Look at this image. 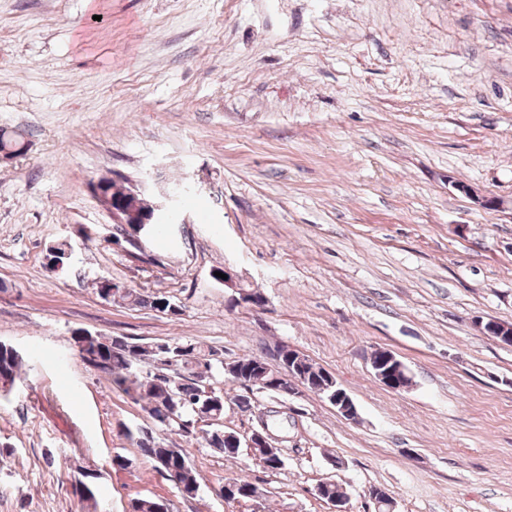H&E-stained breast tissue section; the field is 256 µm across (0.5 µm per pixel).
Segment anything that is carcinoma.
Instances as JSON below:
<instances>
[{"mask_svg": "<svg viewBox=\"0 0 512 512\" xmlns=\"http://www.w3.org/2000/svg\"><path fill=\"white\" fill-rule=\"evenodd\" d=\"M109 295L111 301L130 307L149 306L154 309L160 303L161 312L169 316L179 315V306L163 295L136 288H118L109 292ZM161 348L166 349L169 357L176 359L177 370L171 379L138 371L139 363L147 357H157L156 350ZM94 361L113 385L141 405L155 426L184 436L194 434L195 430L191 426L203 418L217 422L224 418V393L217 387L210 393L206 391L204 383L207 379L198 372L200 366L220 377L228 376L231 382L243 389L261 387L277 393L276 387L266 383L265 370L258 365L255 356L244 355L226 363L218 350H206L191 341L140 343L122 337L99 335ZM21 366L22 357L4 350L0 352V391L9 392L16 387ZM304 386L326 398L336 391V383L315 372L305 378ZM121 434L143 456L153 461L158 470L174 476V486L182 495L198 491V474L182 449L173 447L151 428L124 424ZM224 435V427L219 424L205 430L201 438L208 447L224 457H237L243 447L241 437L229 443ZM249 452L253 458L262 462L266 470H277L284 465L279 453L271 456L261 448H251ZM224 490L228 491L225 496L227 500H248L258 492V486L249 481L234 480L225 483ZM133 508L135 512H163L167 506L162 501L142 497L134 499Z\"/></svg>", "mask_w": 512, "mask_h": 512, "instance_id": "cac0c4a2", "label": "carcinoma"}]
</instances>
